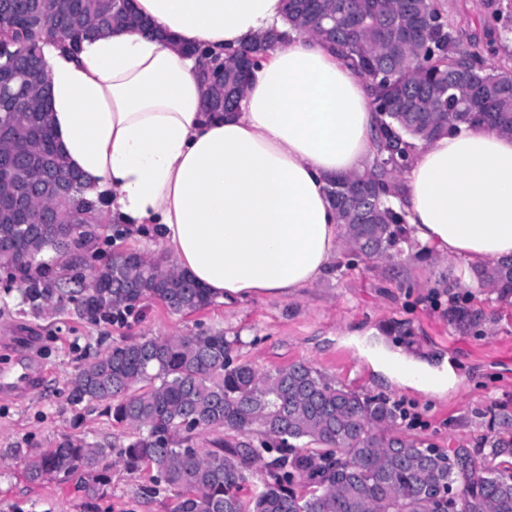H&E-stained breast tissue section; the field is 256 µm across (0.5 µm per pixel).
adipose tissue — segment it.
Segmentation results:
<instances>
[{
    "instance_id": "1",
    "label": "adipose tissue",
    "mask_w": 512,
    "mask_h": 512,
    "mask_svg": "<svg viewBox=\"0 0 512 512\" xmlns=\"http://www.w3.org/2000/svg\"><path fill=\"white\" fill-rule=\"evenodd\" d=\"M285 0H136L155 36L113 30L43 45L51 126L114 222L151 225L176 268L227 303L300 293L343 246L332 179L376 152L371 89L295 32L254 65L240 111L208 112L199 52L223 58L283 28ZM395 200L431 261L512 256V136L459 125L410 152Z\"/></svg>"
}]
</instances>
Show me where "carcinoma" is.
<instances>
[{
	"label": "carcinoma",
	"instance_id": "cac0c4a2",
	"mask_svg": "<svg viewBox=\"0 0 512 512\" xmlns=\"http://www.w3.org/2000/svg\"><path fill=\"white\" fill-rule=\"evenodd\" d=\"M285 21L301 34L331 44L351 60L355 73L374 94L378 151L363 173L330 183L329 197L344 225L348 249L366 257L400 250L405 214L385 204L397 194L399 168L410 140L428 142L456 123L479 122L512 133V75L484 66L475 46L454 35L437 0H285ZM26 14L20 51L31 55L52 34L41 21L45 4L13 0ZM73 47L83 31L117 28L112 0H61ZM416 25L414 36L393 40L403 20ZM283 37L272 29L246 42L254 58ZM236 75L224 81V110L239 108ZM34 134L15 144L67 177L63 196L52 188L43 202L60 216L58 224H35L25 213L0 222V268L23 275L37 270L42 287L31 291L43 304L61 292V279L42 262L95 236L88 223L99 212L80 176L69 168L51 130L50 112L12 117ZM31 170L21 159L19 174L0 176L4 187H19ZM477 278L512 297V257L476 271ZM80 317L130 312L146 299L161 301L174 313L196 312L212 298L206 288L161 260L137 252L118 253L97 271L91 285L69 292ZM238 339L218 331L206 335L143 337L116 346L83 366L71 381L70 399L105 403L113 420L136 430L126 439L86 443L65 438L56 447L30 453L13 449L27 478L77 479L89 495L104 486L119 462L151 472L145 492L178 491L174 512H512V412L492 419L491 434L480 447L439 448L394 433L397 405L339 385L306 362L259 373L233 363ZM224 429L211 448H197L198 429ZM264 472L248 497L249 477ZM460 483V492L452 485Z\"/></svg>",
	"mask_w": 512,
	"mask_h": 512
}]
</instances>
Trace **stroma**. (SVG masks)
I'll return each mask as SVG.
<instances>
[{"label":"stroma","mask_w":512,"mask_h":512,"mask_svg":"<svg viewBox=\"0 0 512 512\" xmlns=\"http://www.w3.org/2000/svg\"><path fill=\"white\" fill-rule=\"evenodd\" d=\"M438 4L467 46H485L487 31L512 27V0ZM130 250L176 262L150 226L127 234L106 221L85 247L57 259V269L88 283L112 255ZM474 278L463 263H430L410 239L385 264L342 250L331 272L299 295L230 306L216 301L187 314L148 300L120 319L91 321L76 316L66 297L33 308L29 284L0 274V378L24 365L40 375L34 388L0 392V512H173L174 492L145 494L148 470L113 464L108 484L90 497L73 481L27 482L12 454L52 448L66 437L109 442L126 433L105 404H72L68 389L84 364L144 337L221 331L239 339L235 362L262 373L309 363L340 384L398 403L408 414L399 434L443 448L477 447L492 416L512 410V310H504L496 294L471 287ZM382 345L400 347L434 369L450 364L458 381L427 393L392 379L373 356Z\"/></svg>","instance_id":"stroma-1"}]
</instances>
